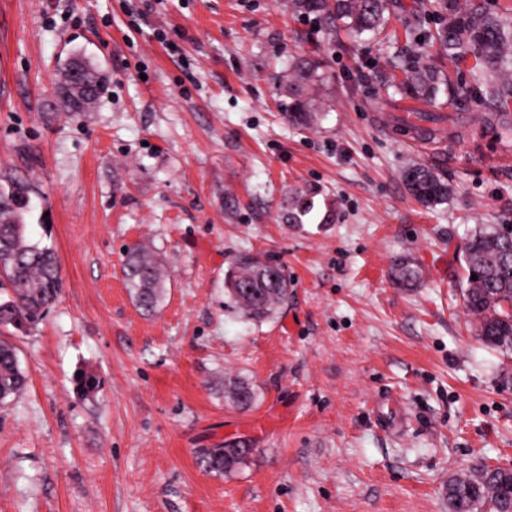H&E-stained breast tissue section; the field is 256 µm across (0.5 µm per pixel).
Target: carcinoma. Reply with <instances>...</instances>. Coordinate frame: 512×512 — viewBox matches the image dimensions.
Listing matches in <instances>:
<instances>
[{
	"label": "carcinoma",
	"instance_id": "obj_1",
	"mask_svg": "<svg viewBox=\"0 0 512 512\" xmlns=\"http://www.w3.org/2000/svg\"><path fill=\"white\" fill-rule=\"evenodd\" d=\"M391 0H290L292 11L314 16L329 36L336 34V22L355 37L366 32L381 34L387 26L385 13ZM432 13L440 25L431 34L440 54L457 64L473 56L472 84L459 86L458 96L476 99L491 110V120L505 134H512V19L486 10L481 0H436ZM318 60L306 55L288 59L279 79V91L289 121L306 126L316 111L307 96L310 86L324 80ZM403 79L392 84L395 91L414 100L430 101L440 86L450 82L427 52L401 67ZM95 85L94 94L60 84L63 108L87 112L106 91V77L95 68L87 73ZM406 188L425 207L448 201V184L429 168L413 165L403 174ZM30 185L12 179L0 186V275L7 299L0 301V328L11 326L25 331L35 326L62 292L55 253L31 242L25 233L24 214ZM467 287L462 289L466 311L476 319L478 335L489 346L512 352V230L501 226L475 231L464 256ZM279 266L257 253L237 255L224 276V287L235 309L256 323L266 321L275 308L288 299V279L272 277ZM477 279H472V276ZM123 276L134 291L137 306L145 312L157 309L165 290L160 264L142 246L130 247L123 261ZM393 277L402 286L414 287L422 273L407 259L393 267ZM27 378L20 368L15 346L0 339V402L20 395ZM232 401L251 406L257 400L251 383L238 379L228 386ZM247 448H208L201 463L209 472L222 474L241 464ZM448 512H512V469L485 464L448 482Z\"/></svg>",
	"mask_w": 512,
	"mask_h": 512
}]
</instances>
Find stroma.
I'll return each mask as SVG.
<instances>
[{"instance_id": "obj_1", "label": "stroma", "mask_w": 512, "mask_h": 512, "mask_svg": "<svg viewBox=\"0 0 512 512\" xmlns=\"http://www.w3.org/2000/svg\"><path fill=\"white\" fill-rule=\"evenodd\" d=\"M415 7L354 43L288 0H0V184L30 183L29 237L62 278L42 321L4 332L28 386L0 404V512H448L449 479L512 468V355L461 295L474 231L512 224V138L442 91L420 106L444 118L439 149L402 144L407 103L383 83L426 48ZM303 53L325 76L307 128L273 80ZM74 59L107 80L86 112L58 107ZM414 164L446 203L409 195ZM302 195L311 213L286 223ZM138 243L166 275L151 314L122 274ZM243 250L290 283L261 324L224 305ZM233 378L256 404L225 397ZM219 446L250 454L207 472ZM403 180L413 198L425 207L436 206L448 200V184L425 166L413 165L407 168ZM393 277L402 286L414 287L420 282L422 273L412 261L400 259L393 267Z\"/></svg>"}]
</instances>
